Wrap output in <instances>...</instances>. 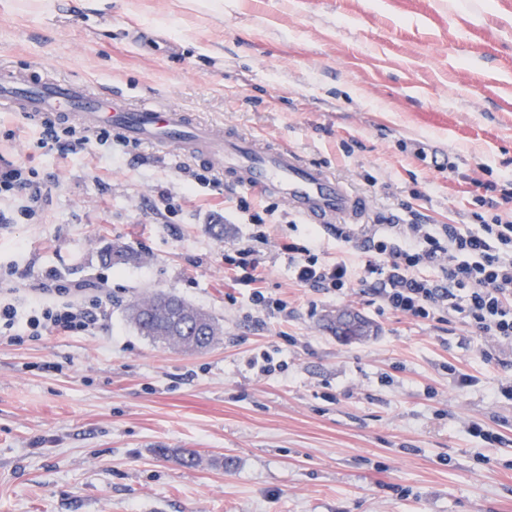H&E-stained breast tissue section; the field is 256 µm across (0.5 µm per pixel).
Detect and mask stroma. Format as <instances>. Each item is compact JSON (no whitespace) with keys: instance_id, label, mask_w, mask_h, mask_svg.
Segmentation results:
<instances>
[{"instance_id":"1","label":"stroma","mask_w":512,"mask_h":512,"mask_svg":"<svg viewBox=\"0 0 512 512\" xmlns=\"http://www.w3.org/2000/svg\"><path fill=\"white\" fill-rule=\"evenodd\" d=\"M28 67L175 106L323 163L373 202L424 224H467L486 182L512 189V0H0V72ZM39 124L0 111V155L54 184L36 224H0V289H100L90 332L0 337V512H512V362L484 361L461 324L421 323L297 286L302 241L276 196L191 189L182 153L139 145L67 158ZM246 196L249 210L236 207ZM265 219L269 319L224 284V257ZM139 264L112 268L113 240ZM174 293L224 334L204 352L152 342L128 304ZM343 311L373 325L345 342ZM270 354L284 371L260 374ZM479 376L457 386L453 369ZM478 422L500 436L468 433ZM196 452L197 467L174 458ZM114 248H118L122 252L123 259L115 260L113 256L111 257L110 251ZM101 258L104 264L111 266L133 265L141 261L140 255L130 245L119 240L109 242L101 251Z\"/></svg>"}]
</instances>
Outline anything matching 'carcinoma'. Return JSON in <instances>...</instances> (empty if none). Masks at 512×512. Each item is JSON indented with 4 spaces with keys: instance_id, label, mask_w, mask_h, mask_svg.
Wrapping results in <instances>:
<instances>
[{
    "instance_id": "carcinoma-1",
    "label": "carcinoma",
    "mask_w": 512,
    "mask_h": 512,
    "mask_svg": "<svg viewBox=\"0 0 512 512\" xmlns=\"http://www.w3.org/2000/svg\"><path fill=\"white\" fill-rule=\"evenodd\" d=\"M101 258L104 264L111 266L133 265L141 261L140 255L130 245L119 240L108 243L101 251ZM194 311L196 307L181 297L160 293L129 304L127 317L141 334L157 343L185 351H202L223 335V328L209 313L199 317ZM198 317L202 320L200 324L196 322ZM351 319L359 326L355 339L370 336L371 324L356 313H340L333 322Z\"/></svg>"
}]
</instances>
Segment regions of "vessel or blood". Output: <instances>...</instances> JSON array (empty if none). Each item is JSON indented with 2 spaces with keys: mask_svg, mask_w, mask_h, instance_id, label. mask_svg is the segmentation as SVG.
I'll return each mask as SVG.
<instances>
[{
  "mask_svg": "<svg viewBox=\"0 0 512 512\" xmlns=\"http://www.w3.org/2000/svg\"><path fill=\"white\" fill-rule=\"evenodd\" d=\"M0 106L34 119L53 115L88 130L108 125L137 144L177 147L240 188L278 195L302 223L326 230L366 223L372 209L368 195L293 148L271 146L233 128L216 129L172 106L133 103L120 92L103 94L33 72L0 75Z\"/></svg>",
  "mask_w": 512,
  "mask_h": 512,
  "instance_id": "1",
  "label": "vessel or blood"
}]
</instances>
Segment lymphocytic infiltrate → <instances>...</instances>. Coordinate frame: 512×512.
Wrapping results in <instances>:
<instances>
[{
  "label": "lymphocytic infiltrate",
  "mask_w": 512,
  "mask_h": 512,
  "mask_svg": "<svg viewBox=\"0 0 512 512\" xmlns=\"http://www.w3.org/2000/svg\"><path fill=\"white\" fill-rule=\"evenodd\" d=\"M100 129L74 136L71 129L44 121L39 147L59 157L94 149L111 142ZM52 188L33 169L17 161H0V224L38 220ZM489 215H477L472 224H421L416 219L397 224H374L365 231L337 225L335 256H325L319 237L308 233L303 245L286 249L293 281L302 287L344 294L361 286L380 309L416 321L459 323L484 339L481 356L499 360L503 347H512V220L498 214L497 201H484ZM254 242L238 246L225 261L234 287L249 291L253 306L275 318L287 308L284 300L265 294L264 261L255 242L265 240L256 230ZM364 243V257L353 261L348 247ZM99 304L80 302L68 286L46 278L29 290L28 307L19 310L0 301V329L24 328L30 335L88 331L98 320Z\"/></svg>",
  "instance_id": "1"
}]
</instances>
